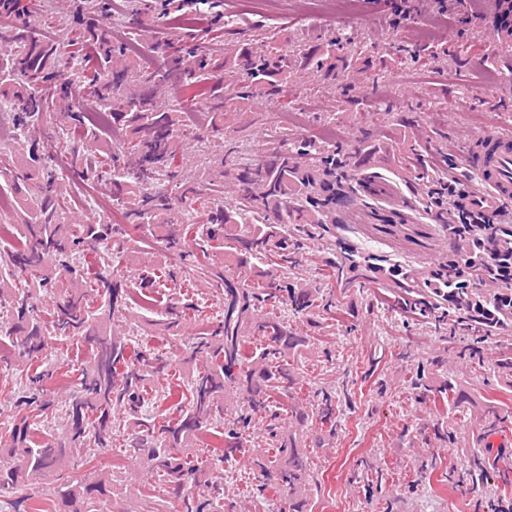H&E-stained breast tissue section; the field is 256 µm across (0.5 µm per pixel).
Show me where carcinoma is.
<instances>
[{"label":"carcinoma","mask_w":512,"mask_h":512,"mask_svg":"<svg viewBox=\"0 0 512 512\" xmlns=\"http://www.w3.org/2000/svg\"><path fill=\"white\" fill-rule=\"evenodd\" d=\"M84 15L69 30L67 54L53 41L31 35L28 25L11 30V49L0 53V101L10 104L17 148L0 155V169L10 178L0 184L16 205L12 221L19 243L0 251V342L25 364L27 385L0 426V494L16 493L55 472L58 483L40 509L38 497L13 502L14 512H116L119 494L112 475L93 471L70 476L75 459L89 463L95 452L112 447L123 433L125 447L146 462L148 477L163 482L173 512H224V469L211 461L188 457L203 435L216 433L224 458H244L259 471L260 487L274 484L287 496L290 512H311L312 475L305 438L319 446L336 433L339 395L314 390L298 396L297 360L308 339L288 327L284 318L259 310L289 298L298 311L316 308L331 314L333 302L303 283L290 284L287 274L303 248L288 233L290 224H334L343 206L336 182L355 177L352 156L312 139L281 134L269 156L241 161L243 144L231 133L249 124L256 90L276 97L303 57L317 76L339 82L345 96L353 91L346 71L353 58L336 55L350 38L332 36L325 44L299 53L275 36L251 43L202 49L197 44L161 49L167 63L147 68L126 59L128 40L112 41L98 27L108 0H77ZM202 87L209 94L206 130L187 132L184 108L162 105L159 96L173 85ZM88 98L108 112L112 130L123 134L117 145L102 141L78 112ZM53 112L61 131L79 139L58 141L71 155L73 172L112 185V202L126 225L158 234L164 250L186 259L192 247L216 255L209 264L187 263L178 269L147 264L139 281L126 285L116 277L112 246L125 230L121 224L77 221L66 196L67 178L34 144L31 130ZM196 165L184 161L190 142ZM161 180L163 184L155 186ZM212 196L203 200V186ZM198 204L203 219L186 224L185 212ZM200 284L224 288L222 318L195 334L182 361L191 367L183 383L185 404L175 419L144 415L150 397L166 400L161 386L172 359L146 345L131 349L122 330L107 321L129 308L126 288L140 289L146 313L162 318L169 329L199 311L190 298H171L169 283L179 275ZM48 288L59 299L45 309L35 305L32 288ZM88 351L73 389H65V415L47 442L33 434L40 418L54 406L48 386L53 374L38 360L50 342ZM434 401L460 407L467 397L443 383ZM263 421L271 446L266 456H250L243 438L252 422ZM505 421L500 404H483L476 422L492 432Z\"/></svg>","instance_id":"1"}]
</instances>
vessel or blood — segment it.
Listing matches in <instances>:
<instances>
[{
  "label": "vessel or blood",
  "instance_id": "b4317fda",
  "mask_svg": "<svg viewBox=\"0 0 512 512\" xmlns=\"http://www.w3.org/2000/svg\"><path fill=\"white\" fill-rule=\"evenodd\" d=\"M468 158L484 184L480 201L490 206L512 202V132H474Z\"/></svg>",
  "mask_w": 512,
  "mask_h": 512
}]
</instances>
